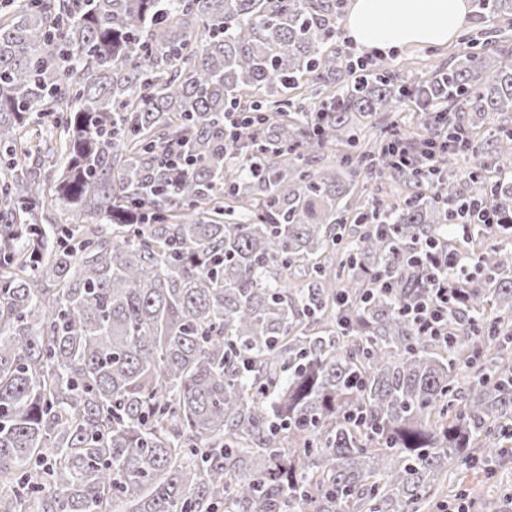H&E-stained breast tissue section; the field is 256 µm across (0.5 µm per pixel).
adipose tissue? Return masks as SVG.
Instances as JSON below:
<instances>
[{
  "mask_svg": "<svg viewBox=\"0 0 512 512\" xmlns=\"http://www.w3.org/2000/svg\"><path fill=\"white\" fill-rule=\"evenodd\" d=\"M469 11L470 0H354L346 36L367 51L442 46Z\"/></svg>",
  "mask_w": 512,
  "mask_h": 512,
  "instance_id": "adipose-tissue-1",
  "label": "adipose tissue"
}]
</instances>
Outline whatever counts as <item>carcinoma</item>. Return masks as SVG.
<instances>
[{
    "label": "carcinoma",
    "instance_id": "obj_1",
    "mask_svg": "<svg viewBox=\"0 0 512 512\" xmlns=\"http://www.w3.org/2000/svg\"><path fill=\"white\" fill-rule=\"evenodd\" d=\"M474 2L512 20V0ZM343 11L0 0V512H421L449 466L492 476L512 440V252L478 255L446 341L406 314L403 256L462 255L448 231L473 199L512 215V48L472 41L410 88L342 64ZM412 95L455 141L425 177L389 147L420 158L433 129L391 121L366 147L355 120ZM50 117L46 166L31 132ZM327 147L336 168L310 166ZM460 153L478 192L452 179ZM389 171L420 191L357 212L369 228L346 241L344 200Z\"/></svg>",
    "mask_w": 512,
    "mask_h": 512
}]
</instances>
